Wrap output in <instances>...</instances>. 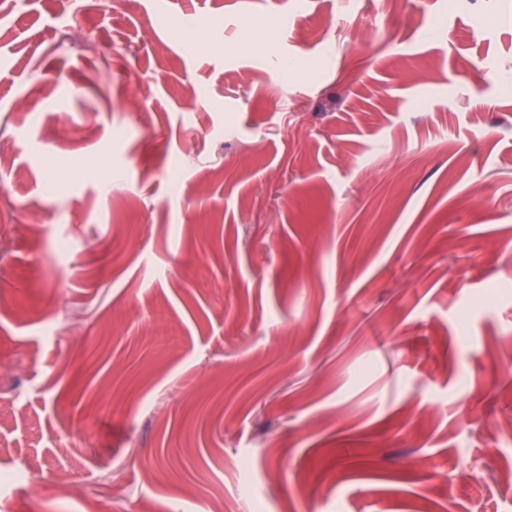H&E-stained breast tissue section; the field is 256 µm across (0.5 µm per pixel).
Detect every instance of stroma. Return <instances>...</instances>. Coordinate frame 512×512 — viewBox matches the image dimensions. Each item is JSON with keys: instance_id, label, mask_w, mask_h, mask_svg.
Wrapping results in <instances>:
<instances>
[{"instance_id": "obj_1", "label": "stroma", "mask_w": 512, "mask_h": 512, "mask_svg": "<svg viewBox=\"0 0 512 512\" xmlns=\"http://www.w3.org/2000/svg\"><path fill=\"white\" fill-rule=\"evenodd\" d=\"M508 73L512 0L0 13V512H512Z\"/></svg>"}]
</instances>
